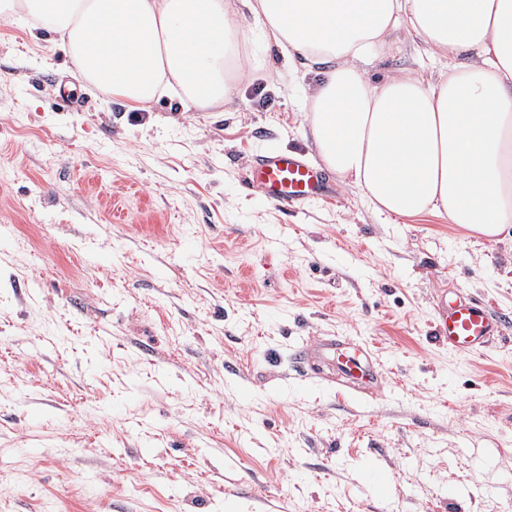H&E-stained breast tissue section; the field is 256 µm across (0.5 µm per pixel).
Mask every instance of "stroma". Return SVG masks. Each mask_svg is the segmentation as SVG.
Listing matches in <instances>:
<instances>
[{
    "label": "stroma",
    "mask_w": 512,
    "mask_h": 512,
    "mask_svg": "<svg viewBox=\"0 0 512 512\" xmlns=\"http://www.w3.org/2000/svg\"><path fill=\"white\" fill-rule=\"evenodd\" d=\"M30 29L0 19V512H512V334L431 337L447 284L512 317V224L249 189L260 154L317 161L315 81L263 40L231 102L136 110ZM394 38L371 82L434 68ZM329 336L376 350L377 391L295 364Z\"/></svg>",
    "instance_id": "35a3bbf8"
}]
</instances>
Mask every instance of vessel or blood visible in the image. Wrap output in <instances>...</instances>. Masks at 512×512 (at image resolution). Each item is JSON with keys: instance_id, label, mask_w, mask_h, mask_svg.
Here are the masks:
<instances>
[{"instance_id": "vessel-or-blood-1", "label": "vessel or blood", "mask_w": 512, "mask_h": 512, "mask_svg": "<svg viewBox=\"0 0 512 512\" xmlns=\"http://www.w3.org/2000/svg\"><path fill=\"white\" fill-rule=\"evenodd\" d=\"M248 183L271 202L288 206L329 192L303 155L282 151L264 154L253 162L248 169ZM511 330L512 319L497 313L489 303L473 300L459 288H442L432 334L437 341L447 343L450 350L468 355ZM318 355L337 357L339 369L354 387L379 388L382 373L368 345L332 337L319 348L301 346L294 352L295 360L307 365Z\"/></svg>"}]
</instances>
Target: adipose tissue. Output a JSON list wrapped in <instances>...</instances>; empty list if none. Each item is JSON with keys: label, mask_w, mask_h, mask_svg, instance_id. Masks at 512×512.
<instances>
[{"label": "adipose tissue", "mask_w": 512, "mask_h": 512, "mask_svg": "<svg viewBox=\"0 0 512 512\" xmlns=\"http://www.w3.org/2000/svg\"><path fill=\"white\" fill-rule=\"evenodd\" d=\"M58 35L83 81L131 107L162 91L203 110L251 70L252 33L317 74L309 123L323 168L379 212L447 215L495 237L512 223V0H0ZM405 29L447 64L371 83Z\"/></svg>", "instance_id": "adipose-tissue-1"}]
</instances>
